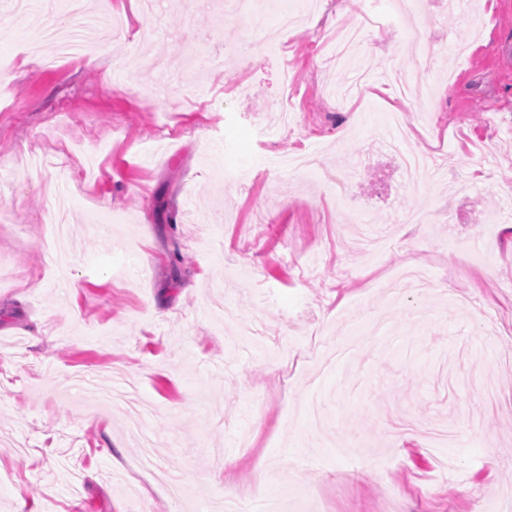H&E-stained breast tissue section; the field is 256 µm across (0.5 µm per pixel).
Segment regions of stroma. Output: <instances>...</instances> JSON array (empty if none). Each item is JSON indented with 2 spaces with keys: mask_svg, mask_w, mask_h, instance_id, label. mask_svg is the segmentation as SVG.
Instances as JSON below:
<instances>
[{
  "mask_svg": "<svg viewBox=\"0 0 512 512\" xmlns=\"http://www.w3.org/2000/svg\"><path fill=\"white\" fill-rule=\"evenodd\" d=\"M130 0L93 63L0 38V512H487L512 500V0L385 20L336 99L322 17L365 0ZM444 177H403L397 130ZM355 162L350 204L274 158ZM69 201V265L45 247ZM454 223H447V213ZM429 288L394 300L409 262ZM347 359L318 371L341 341ZM504 394L489 409L479 390ZM184 483L140 463L144 437ZM232 459L224 470V459Z\"/></svg>",
  "mask_w": 512,
  "mask_h": 512,
  "instance_id": "35a3bbf8",
  "label": "stroma"
}]
</instances>
